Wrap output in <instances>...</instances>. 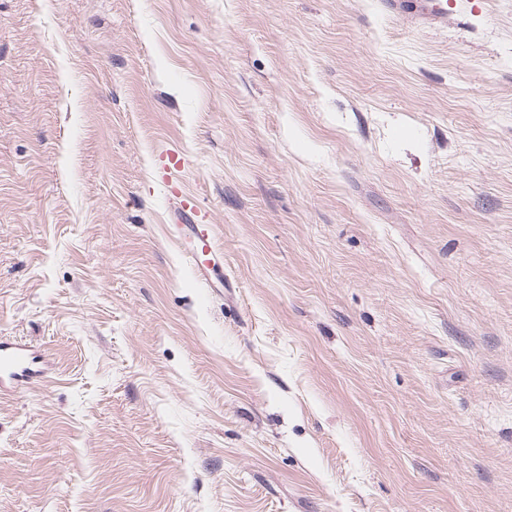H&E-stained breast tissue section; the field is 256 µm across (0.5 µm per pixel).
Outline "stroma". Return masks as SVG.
Listing matches in <instances>:
<instances>
[{"label": "stroma", "instance_id": "35a3bbf8", "mask_svg": "<svg viewBox=\"0 0 512 512\" xmlns=\"http://www.w3.org/2000/svg\"><path fill=\"white\" fill-rule=\"evenodd\" d=\"M443 3L0 0V512H512V0ZM436 0H386V7L397 14H410L419 17L422 21H436L442 18L445 13L439 7ZM418 4H427L429 8L418 9ZM179 202L174 207V215L178 222L188 220L192 222L187 224L189 230V246L184 243V251L188 256L193 272L198 281L208 280L209 270L217 265L221 267L224 264V251L218 241L216 233V224H207L195 209L193 202L182 194V191H174ZM217 260V262H216ZM30 351L26 344L0 342V396L32 390L48 374L45 367L33 368Z\"/></svg>", "mask_w": 512, "mask_h": 512}]
</instances>
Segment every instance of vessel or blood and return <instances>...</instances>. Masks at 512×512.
Instances as JSON below:
<instances>
[{
	"mask_svg": "<svg viewBox=\"0 0 512 512\" xmlns=\"http://www.w3.org/2000/svg\"><path fill=\"white\" fill-rule=\"evenodd\" d=\"M386 7L398 14H410L422 21L442 18L437 0H385ZM177 220L188 221L189 241L185 252L198 281H206L211 264L223 260L215 225L205 223L188 197H180L174 208ZM46 375L45 369L33 368L27 345L0 342V396L32 390Z\"/></svg>",
	"mask_w": 512,
	"mask_h": 512,
	"instance_id": "vessel-or-blood-1",
	"label": "vessel or blood"
}]
</instances>
